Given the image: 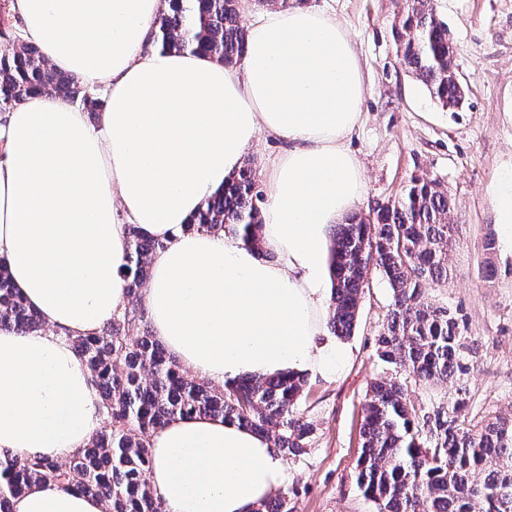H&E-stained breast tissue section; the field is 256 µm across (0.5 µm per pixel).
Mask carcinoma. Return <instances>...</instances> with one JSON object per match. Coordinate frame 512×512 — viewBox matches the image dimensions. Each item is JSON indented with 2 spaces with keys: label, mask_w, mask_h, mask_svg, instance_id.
Returning <instances> with one entry per match:
<instances>
[{
  "label": "carcinoma",
  "mask_w": 512,
  "mask_h": 512,
  "mask_svg": "<svg viewBox=\"0 0 512 512\" xmlns=\"http://www.w3.org/2000/svg\"><path fill=\"white\" fill-rule=\"evenodd\" d=\"M239 0H168L153 39L164 52L204 54L226 65L243 56L247 31L239 25ZM397 53L430 97L453 110L461 98L448 26L431 0L405 7L394 26ZM52 92L91 111L78 77L57 71L33 43L0 56V112ZM256 168L247 161L224 189L208 197L183 230L227 233L245 245L260 243L262 227ZM454 203L440 182L413 176L404 193L338 225L331 241L330 331L354 330L359 302L375 271L391 292L387 323L377 339L379 361L399 373L376 379L365 404L357 484L377 512H512V420L468 428L459 420L467 389L458 386L450 406L428 412L408 407V381L432 387L461 380L477 347L451 309L425 301L424 284L448 281V245ZM128 303L94 336L70 338L95 379L106 434L58 460L0 451V512L46 481L96 497L105 512H162L148 479L149 437L175 417H220L268 438L286 459L310 445L313 429L297 410L302 375L243 378L215 390L187 375L149 330L142 305L153 255L163 243L128 229ZM0 327L21 334L45 328L41 316L13 287L0 265ZM256 512H294L286 493Z\"/></svg>",
  "instance_id": "1"
}]
</instances>
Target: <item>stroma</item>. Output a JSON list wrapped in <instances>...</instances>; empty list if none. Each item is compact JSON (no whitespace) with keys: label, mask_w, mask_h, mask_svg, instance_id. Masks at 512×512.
Returning <instances> with one entry per match:
<instances>
[{"label":"stroma","mask_w":512,"mask_h":512,"mask_svg":"<svg viewBox=\"0 0 512 512\" xmlns=\"http://www.w3.org/2000/svg\"><path fill=\"white\" fill-rule=\"evenodd\" d=\"M334 14L348 31L366 82L362 121L348 147L360 162L364 191L358 209L400 195L411 176L447 187L455 201L456 233L448 247V280L428 285V301L462 316L478 358L463 384L468 400L460 416L481 426L512 419V252L485 250L495 224L492 188L512 164V0H435L447 23L466 102L443 114L401 64L394 17L402 0H302ZM494 264L497 275L485 279ZM390 290L369 276L356 327L342 344L347 358L331 375L308 377L299 412L314 427L311 446L288 461L286 488L294 512H376L358 489L354 470L360 426L371 381L382 374L375 341Z\"/></svg>","instance_id":"stroma-1"}]
</instances>
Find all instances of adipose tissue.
I'll use <instances>...</instances> for the list:
<instances>
[{
  "instance_id": "1",
  "label": "adipose tissue",
  "mask_w": 512,
  "mask_h": 512,
  "mask_svg": "<svg viewBox=\"0 0 512 512\" xmlns=\"http://www.w3.org/2000/svg\"><path fill=\"white\" fill-rule=\"evenodd\" d=\"M167 0H10L21 40L57 70L103 89L96 123L42 94L0 116V257L45 322L0 328V448L64 458L104 420L72 348L126 302L127 232L159 239L144 290L153 334L181 366L215 382L278 372L332 373L325 333L331 228L363 188L346 146L366 85L335 16L301 6L264 12L238 66L146 50ZM288 140L273 164L262 248L187 232L204 200L240 168L259 134ZM512 251V169L494 189ZM150 484L163 512H255L286 483L270 442L220 418L155 431ZM13 512H105L48 481Z\"/></svg>"
}]
</instances>
